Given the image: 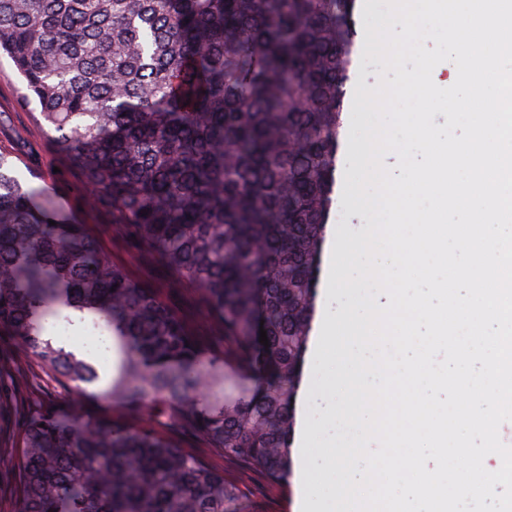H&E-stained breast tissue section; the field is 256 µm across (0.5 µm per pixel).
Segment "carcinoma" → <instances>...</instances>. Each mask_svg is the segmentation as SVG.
I'll return each instance as SVG.
<instances>
[{
    "instance_id": "1",
    "label": "carcinoma",
    "mask_w": 512,
    "mask_h": 512,
    "mask_svg": "<svg viewBox=\"0 0 512 512\" xmlns=\"http://www.w3.org/2000/svg\"><path fill=\"white\" fill-rule=\"evenodd\" d=\"M357 0H0V56L40 123L131 243L197 288L206 322L113 260L93 228L0 152V336L24 381L0 395L18 512H242L238 488L142 424L165 418L276 485L315 319L334 202ZM147 215H142V211ZM54 224H49V221ZM103 322L120 353L73 412L29 377L92 384L44 338ZM219 328L221 340L206 324ZM266 330L268 345L259 342Z\"/></svg>"
}]
</instances>
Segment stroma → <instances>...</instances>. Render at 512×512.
Instances as JSON below:
<instances>
[{
	"label": "stroma",
	"instance_id": "35a3bbf8",
	"mask_svg": "<svg viewBox=\"0 0 512 512\" xmlns=\"http://www.w3.org/2000/svg\"><path fill=\"white\" fill-rule=\"evenodd\" d=\"M22 88V80L12 62L1 58L0 152L11 155L21 177L43 185L54 194L71 220L93 225L108 253L128 261L142 279L159 282L156 254L146 248L130 250L126 230L123 225L113 223L111 212L89 206V192L78 172L58 151L30 109L19 105ZM322 355V348L309 344L301 374L304 386L299 389L295 404L297 422L294 431L298 438L290 443L292 472L277 486H270L262 473L224 459L217 449L206 447L201 437L188 435L172 424L163 426L162 431L177 447L193 452L222 471L225 479L239 489L243 512H327L328 488L330 484L339 482L342 475L335 472L323 476L315 463L306 461L298 452L299 444L324 448L332 438L326 430L314 426L310 416V396L321 391L314 378L315 365Z\"/></svg>",
	"mask_w": 512,
	"mask_h": 512
}]
</instances>
